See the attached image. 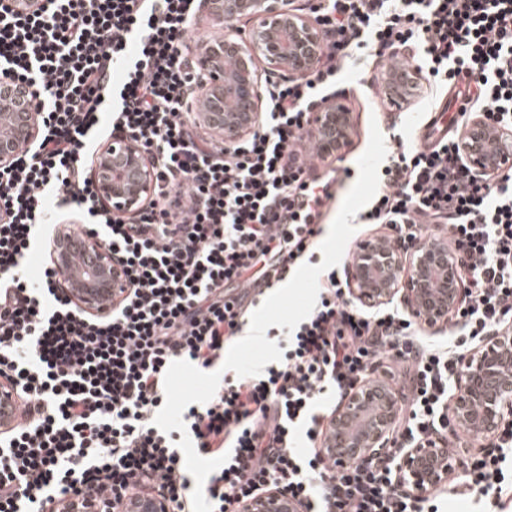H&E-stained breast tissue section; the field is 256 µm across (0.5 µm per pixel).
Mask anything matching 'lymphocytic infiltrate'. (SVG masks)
Here are the masks:
<instances>
[{"instance_id":"f902f5d3","label":"lymphocytic infiltrate","mask_w":512,"mask_h":512,"mask_svg":"<svg viewBox=\"0 0 512 512\" xmlns=\"http://www.w3.org/2000/svg\"><path fill=\"white\" fill-rule=\"evenodd\" d=\"M199 0H42L18 13L0 0V74L29 81L45 106L43 134L0 171V374L12 379L23 419L0 434V512H40L87 488L121 501L133 482L192 512L193 481L178 443L228 461L209 475L213 512L273 486L307 512H425L397 492L392 463L336 467L316 441L337 398L388 363L403 370L395 452L442 430L454 375L493 328L512 326V169L475 179L457 133L424 147L397 145L358 224L395 240L447 225L467 290L447 337L419 336L400 309L365 310L335 273L319 280L315 309L275 340L283 359L261 375L223 378L214 398L189 406L185 430L153 420L169 364L217 366L240 338L250 305L239 282L270 288L315 259L333 180L312 177L305 128L358 61L416 63L451 98L512 125V0H317L329 33L322 63L299 83L270 82L262 124L224 148L193 119L190 55ZM133 138L153 161L154 199L135 217L99 204L85 171L102 142ZM78 216L120 259L128 291L109 315L87 317L27 259L59 214ZM308 451H300V442ZM512 427L476 460L466 489L512 499Z\"/></svg>"}]
</instances>
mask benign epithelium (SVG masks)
<instances>
[{"mask_svg": "<svg viewBox=\"0 0 512 512\" xmlns=\"http://www.w3.org/2000/svg\"><path fill=\"white\" fill-rule=\"evenodd\" d=\"M199 11L213 24L234 25L236 36L203 40L196 45L199 73L198 123L226 146L240 141L261 123L265 101L263 77L290 80L316 68L327 37L318 20L293 6V0H201ZM232 57L237 65L224 68ZM43 102L25 82L0 78V170L30 149L43 131ZM351 113L329 102L313 112L306 135L318 154L329 159L349 142ZM462 156L474 176L492 180L512 166V128L492 125L484 112L469 116L458 136ZM101 205L123 215H134L155 194L156 174L140 142L121 139L102 144L90 170ZM86 263L70 280L58 283L82 312L105 316L124 295L122 268L96 237L84 241ZM69 237L57 228L50 252L55 265L67 261ZM459 257L446 235L423 231L400 244L388 234H376L359 243L347 263L348 295L365 308H377L399 299L418 328L432 332L448 325L460 311L466 288L458 278ZM401 397L386 379L369 375L339 400L321 443V455L340 463L379 457L393 445ZM512 423V329H494L483 346L460 364L454 392L448 402V432L406 449L396 466L397 487L417 497L448 481L464 465L448 437L467 434L493 440ZM118 512H169L166 498L145 490L128 494ZM65 512H112L111 504L94 492H78L66 500ZM236 512H304L294 499L270 488L241 502Z\"/></svg>", "mask_w": 512, "mask_h": 512, "instance_id": "obj_1", "label": "benign epithelium"}]
</instances>
